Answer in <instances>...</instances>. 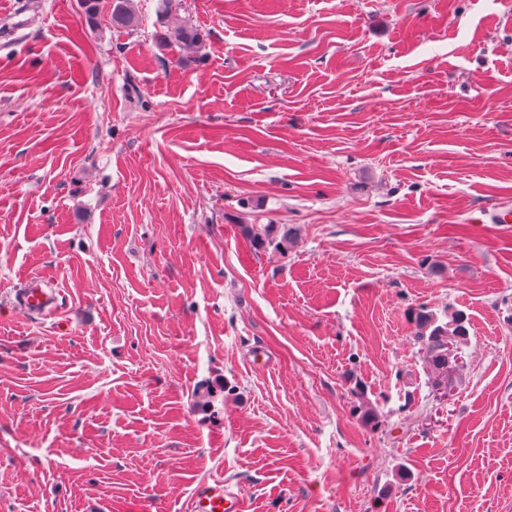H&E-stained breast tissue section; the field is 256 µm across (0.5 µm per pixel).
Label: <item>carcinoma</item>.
<instances>
[{
	"label": "carcinoma",
	"instance_id": "cac0c4a2",
	"mask_svg": "<svg viewBox=\"0 0 512 512\" xmlns=\"http://www.w3.org/2000/svg\"><path fill=\"white\" fill-rule=\"evenodd\" d=\"M80 7L88 24L95 22L106 7L112 26L131 29L138 25V17L131 0H80ZM164 39L171 45L197 54L205 49L207 34L183 21L168 28ZM240 228L256 249L264 250L272 246L278 250H286L297 242L296 233L289 227L278 230L272 224L262 228L254 224H242ZM413 325V336L419 346L418 354L424 363L427 383L435 391L448 383V341H454L457 349H462L468 343L469 329L461 312L446 314V321L443 322L426 305L419 306L414 312Z\"/></svg>",
	"mask_w": 512,
	"mask_h": 512
}]
</instances>
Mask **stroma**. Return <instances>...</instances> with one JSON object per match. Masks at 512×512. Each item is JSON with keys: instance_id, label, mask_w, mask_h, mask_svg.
<instances>
[{"instance_id": "obj_1", "label": "stroma", "mask_w": 512, "mask_h": 512, "mask_svg": "<svg viewBox=\"0 0 512 512\" xmlns=\"http://www.w3.org/2000/svg\"><path fill=\"white\" fill-rule=\"evenodd\" d=\"M133 5L0 0V512H512V0ZM132 0H80V7L87 24L97 20L104 5L108 6V13L112 27L131 29L138 25V17L133 9ZM167 28L163 38L170 45H177L192 54L201 53L205 49L207 34L193 24L182 21ZM276 224H266L258 228L254 224L241 225L242 234L250 241L255 249H266L273 245L278 250H288L297 242V235L292 228L282 227L278 232ZM277 232V234H275ZM14 303L32 315L49 316L55 313V293L39 278H29L15 292ZM445 317L447 321L443 322L429 306L420 305L412 320L413 336L419 346L418 354L424 363L427 383L434 393L441 385L448 383L449 394V375L452 369L448 366L452 360L456 363L458 361L452 352H448V341L456 343L459 354V350L461 353L462 347L468 343L470 335L461 312H448ZM190 512H244L243 499L224 486V480L215 479L198 488L192 498Z\"/></svg>"}]
</instances>
